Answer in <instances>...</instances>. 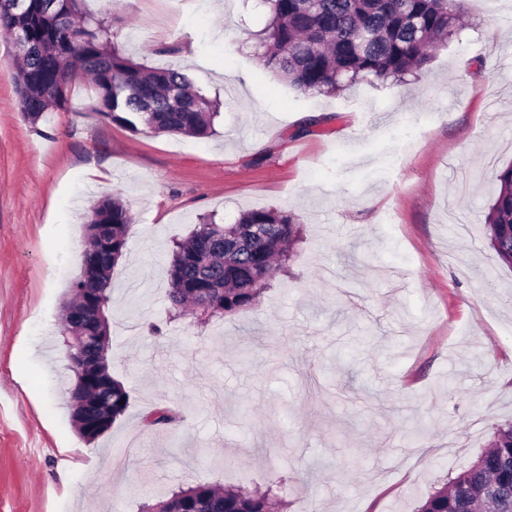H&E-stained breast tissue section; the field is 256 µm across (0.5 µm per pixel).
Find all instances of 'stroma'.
Returning <instances> with one entry per match:
<instances>
[{
  "label": "stroma",
  "instance_id": "stroma-1",
  "mask_svg": "<svg viewBox=\"0 0 512 512\" xmlns=\"http://www.w3.org/2000/svg\"><path fill=\"white\" fill-rule=\"evenodd\" d=\"M151 66L219 103L212 135L134 133L90 109L30 124L0 36V512H139L178 486L283 480L287 512H418L512 421V269L484 218L512 164V0H462L418 76L302 93L266 70L253 0H83ZM133 215L112 278L130 406L75 431L58 334L84 222ZM291 213L303 233L260 304L168 315V258L200 216ZM174 426H146L156 406Z\"/></svg>",
  "mask_w": 512,
  "mask_h": 512
}]
</instances>
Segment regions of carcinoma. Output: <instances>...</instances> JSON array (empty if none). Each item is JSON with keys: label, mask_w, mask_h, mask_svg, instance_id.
<instances>
[{"label": "carcinoma", "mask_w": 512, "mask_h": 512, "mask_svg": "<svg viewBox=\"0 0 512 512\" xmlns=\"http://www.w3.org/2000/svg\"><path fill=\"white\" fill-rule=\"evenodd\" d=\"M0 0V32L26 34L30 52L16 56L20 112L33 125L47 112L65 109L73 83L85 74L98 91V112L132 132L206 136L219 103L191 89L174 65L151 67L126 56L112 41L107 17L82 13V0ZM270 17L258 34L264 66L304 93L337 95L361 83L400 80L425 66L432 50L459 32L461 0H261ZM498 193L485 215L490 248L512 267V165L495 173ZM133 217L117 196L101 200L84 224L93 249L89 269L71 284L64 305L66 352L86 357L84 376L68 388L71 417L79 435L93 431L78 407L100 400V412L115 423L126 413L130 395L114 378L107 316L112 271L124 257ZM301 234L295 219L273 208L247 210L232 224L203 216L193 232L175 243L169 256V311L210 319L252 309L284 269L289 249ZM111 242L99 248L101 239ZM175 413L158 407L145 424L163 427ZM286 507L270 491H247L219 483L180 487L142 506L141 512H274ZM512 509V422L498 426L490 446L473 464L429 494L419 512H508Z\"/></svg>", "instance_id": "obj_1"}]
</instances>
